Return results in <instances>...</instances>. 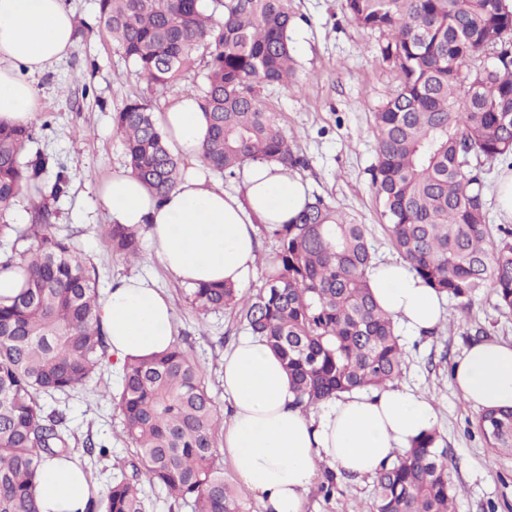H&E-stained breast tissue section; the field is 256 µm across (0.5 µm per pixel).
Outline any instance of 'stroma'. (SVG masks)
Here are the masks:
<instances>
[{
  "mask_svg": "<svg viewBox=\"0 0 512 512\" xmlns=\"http://www.w3.org/2000/svg\"><path fill=\"white\" fill-rule=\"evenodd\" d=\"M75 22L76 46L45 72L35 75L37 110L31 121L30 152L52 155L68 177V192L55 203L56 232L73 236L99 274L100 290L120 278L143 275L154 279L170 298L176 336L188 337L191 353L208 380L220 408H227L221 384L224 353L245 331L234 309L200 315L191 305L187 287L165 270L142 239L138 260L129 262L113 251L105 235L109 217L96 186L125 168V146L113 114L126 99L149 101L154 112L165 111L179 96L197 91L186 79L158 92L135 74L98 21V0H66ZM295 21L290 31L296 61L295 87L260 88L263 104L276 112L294 152L304 157L299 175L310 195L321 196L338 210L368 225L370 240L381 260L395 259L385 222L371 186L376 158L374 114L399 83L395 70L376 51L378 34L350 22L343 0H291ZM446 315L435 333H402L407 352L399 385L424 393L437 412L440 445L455 465L451 479L460 494L456 512H512V455H495L476 428L478 411L457 393L451 368L476 338L512 341V313H502L490 291L461 306L446 300ZM104 369L100 383L66 398L69 426L79 438L109 446L107 458H93L94 482L108 488L134 449L123 432L121 416L101 399L111 385ZM373 481L342 479L335 499L327 501L316 488L305 494V512H357L370 501Z\"/></svg>",
  "mask_w": 512,
  "mask_h": 512,
  "instance_id": "obj_1",
  "label": "stroma"
}]
</instances>
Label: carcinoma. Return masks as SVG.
I'll list each match as a JSON object with an SVG mask.
<instances>
[{
	"label": "carcinoma",
	"instance_id": "obj_1",
	"mask_svg": "<svg viewBox=\"0 0 512 512\" xmlns=\"http://www.w3.org/2000/svg\"><path fill=\"white\" fill-rule=\"evenodd\" d=\"M358 27L383 37L382 62L400 83L374 113L377 156L372 188L399 257L439 295L463 305L483 290L512 312V225L491 231L485 163L512 164V6L506 0H344ZM99 20L135 73L165 91L203 62L198 100L209 121L202 159L225 178L250 161L303 165L278 115L259 99L262 85L293 83L290 0H99ZM132 173L161 198L185 170L166 147L151 104L134 98L114 113ZM27 125L0 122V275L24 286L0 298V512H38L35 480L47 457L83 468L78 449H110L67 426L47 398L86 389L111 357L98 308V275L71 237H61L46 204L65 195L51 156L33 157ZM30 222L7 215L22 194ZM275 245L261 286L242 295L202 284L189 299L205 315L227 306L266 342L288 373L292 406L302 411L340 393L395 383L406 351L393 317L375 301L368 269L376 261L364 224L315 196L289 224H261ZM144 229L109 224L112 249L139 258ZM109 401L135 449L121 474L86 512H147L139 477L191 512H246L224 482L218 443L224 415L190 350L124 362ZM477 426L497 453L512 454V408L483 410ZM436 431L375 476L360 512H455L458 489ZM319 493L338 492L326 469Z\"/></svg>",
	"mask_w": 512,
	"mask_h": 512
}]
</instances>
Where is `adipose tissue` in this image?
I'll list each match as a JSON object with an SVG mask.
<instances>
[{"label": "adipose tissue", "mask_w": 512, "mask_h": 512, "mask_svg": "<svg viewBox=\"0 0 512 512\" xmlns=\"http://www.w3.org/2000/svg\"><path fill=\"white\" fill-rule=\"evenodd\" d=\"M74 45V22L64 0H0V121L33 119L31 75L49 69ZM160 127L190 168L162 199L131 172L112 174L98 188L111 222L146 227L156 255L186 287L241 286L255 270L257 225L293 220L310 199L306 183L296 172L266 161L243 167L236 193L207 178L202 146L209 123L196 97L176 99L162 113ZM367 277L376 302L413 335L441 322L442 298L408 263H376ZM99 319L119 365L162 352L173 340V307L141 276L108 289ZM454 384L473 407H512V343L472 344L457 363ZM222 385L232 414L221 449L265 512H304V494L323 463L355 479L376 476L436 420L431 399L395 384L345 393L302 413L292 406L281 361L253 336L225 354ZM35 493L40 512H85L95 491L73 463L48 458Z\"/></svg>", "instance_id": "adipose-tissue-1"}]
</instances>
